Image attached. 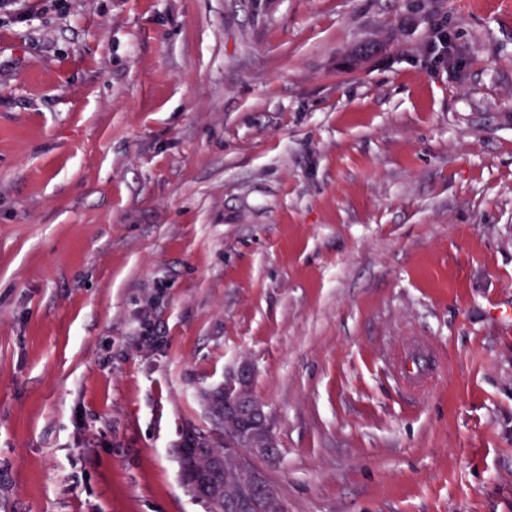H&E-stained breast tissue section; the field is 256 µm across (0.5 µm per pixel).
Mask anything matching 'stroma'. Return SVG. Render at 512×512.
Listing matches in <instances>:
<instances>
[{
	"label": "stroma",
	"mask_w": 512,
	"mask_h": 512,
	"mask_svg": "<svg viewBox=\"0 0 512 512\" xmlns=\"http://www.w3.org/2000/svg\"><path fill=\"white\" fill-rule=\"evenodd\" d=\"M244 360L287 512H512V0H0V512H209ZM254 378L253 366L247 361L241 362L234 370L226 373L223 384L224 411H214L212 413L214 420L224 430L208 417L207 427L189 426L183 434L185 436L179 446L180 448L176 449L179 478L183 483L180 476L179 452L181 448H195L201 460H205L215 452L223 454L225 445L236 448L232 457L245 490V495L241 499H224V485L212 484L210 481L209 474L212 471L225 468V461L228 458L227 452L224 455L214 456L209 464L204 467L193 463L190 456H185V461L183 460L188 487L191 490L195 489L201 498L213 504L224 502V508L229 512H252V508L258 502L253 496L254 490L263 488L266 496L262 499H269L274 495L273 486L266 473L254 467L257 448L253 447L267 448L266 453L269 459L272 460L271 462H274L273 459L277 456L275 449L278 448L277 438L264 406L254 395ZM244 420H248L251 426V431L246 434V438H250V441L247 442L248 453L244 449H239V445L231 444ZM229 473L230 465L226 464L225 471L218 472L215 478L224 483V478L226 479ZM208 505L209 512H225L224 510L219 511V508L215 505L211 506L210 503Z\"/></svg>",
	"instance_id": "stroma-1"
}]
</instances>
